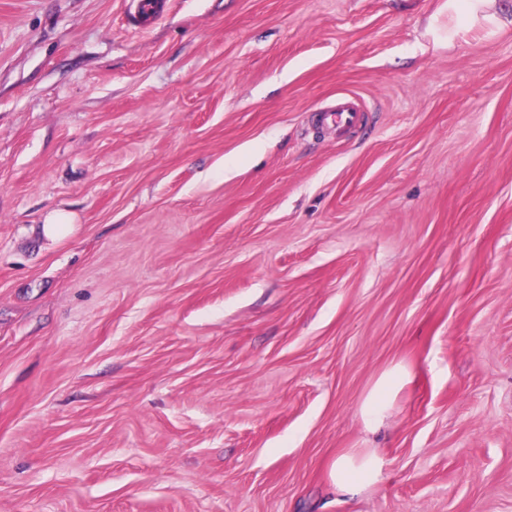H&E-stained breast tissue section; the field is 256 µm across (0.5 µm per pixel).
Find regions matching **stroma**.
Returning <instances> with one entry per match:
<instances>
[{"instance_id":"1","label":"stroma","mask_w":512,"mask_h":512,"mask_svg":"<svg viewBox=\"0 0 512 512\" xmlns=\"http://www.w3.org/2000/svg\"><path fill=\"white\" fill-rule=\"evenodd\" d=\"M490 10L0 0V512H512ZM350 448L384 462L352 498ZM400 378L401 375L398 373H391L382 378L377 384L373 393L365 402L364 412L369 417L371 425L380 424L384 404L387 398V392ZM383 461L373 448H352L331 464L329 479L334 493L342 496L359 494L381 481Z\"/></svg>"}]
</instances>
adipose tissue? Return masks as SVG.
Segmentation results:
<instances>
[{
  "label": "adipose tissue",
  "mask_w": 512,
  "mask_h": 512,
  "mask_svg": "<svg viewBox=\"0 0 512 512\" xmlns=\"http://www.w3.org/2000/svg\"><path fill=\"white\" fill-rule=\"evenodd\" d=\"M383 476V461L372 448H354L338 456L331 464L329 479L334 493L359 494L377 484Z\"/></svg>",
  "instance_id": "obj_1"
}]
</instances>
